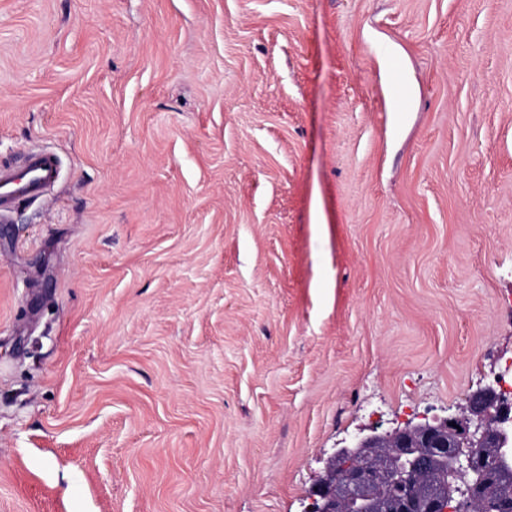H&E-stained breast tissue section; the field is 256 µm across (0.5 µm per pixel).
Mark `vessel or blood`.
Returning a JSON list of instances; mask_svg holds the SVG:
<instances>
[{
	"label": "vessel or blood",
	"instance_id": "obj_1",
	"mask_svg": "<svg viewBox=\"0 0 512 512\" xmlns=\"http://www.w3.org/2000/svg\"><path fill=\"white\" fill-rule=\"evenodd\" d=\"M60 175V160L45 151L29 152L22 167L0 169V212L20 199L42 196Z\"/></svg>",
	"mask_w": 512,
	"mask_h": 512
}]
</instances>
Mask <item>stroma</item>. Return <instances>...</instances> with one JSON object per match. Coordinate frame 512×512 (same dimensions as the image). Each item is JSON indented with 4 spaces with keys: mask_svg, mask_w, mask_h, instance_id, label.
Returning a JSON list of instances; mask_svg holds the SVG:
<instances>
[{
    "mask_svg": "<svg viewBox=\"0 0 512 512\" xmlns=\"http://www.w3.org/2000/svg\"><path fill=\"white\" fill-rule=\"evenodd\" d=\"M0 512H304L512 357V0H0ZM59 175V158L40 150L29 152L18 169H0V212L8 211L19 199L42 196Z\"/></svg>",
    "mask_w": 512,
    "mask_h": 512,
    "instance_id": "35a3bbf8",
    "label": "stroma"
}]
</instances>
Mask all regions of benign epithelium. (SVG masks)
Wrapping results in <instances>:
<instances>
[{"mask_svg": "<svg viewBox=\"0 0 512 512\" xmlns=\"http://www.w3.org/2000/svg\"><path fill=\"white\" fill-rule=\"evenodd\" d=\"M468 413L456 437L450 435L449 422L436 421L408 423L384 432L374 428L352 438L332 453L325 475L309 491L305 512H371L375 474L386 468L393 470L395 481L387 501L389 512H413L414 478L430 461L447 467L453 479L481 475L486 447L492 439L503 438L509 407L495 388L486 387L470 396ZM475 495L474 484L454 483L447 495L430 501L429 512H456V504Z\"/></svg>", "mask_w": 512, "mask_h": 512, "instance_id": "1", "label": "benign epithelium"}]
</instances>
